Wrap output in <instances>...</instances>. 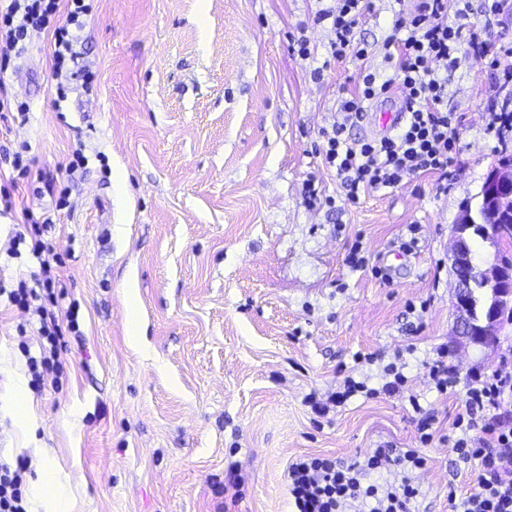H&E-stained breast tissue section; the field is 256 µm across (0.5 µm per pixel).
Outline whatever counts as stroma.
<instances>
[{"instance_id": "stroma-1", "label": "stroma", "mask_w": 512, "mask_h": 512, "mask_svg": "<svg viewBox=\"0 0 512 512\" xmlns=\"http://www.w3.org/2000/svg\"><path fill=\"white\" fill-rule=\"evenodd\" d=\"M470 4L480 40L512 46V14ZM416 5L375 0L357 32L373 49L372 67L384 70L383 41ZM320 7L94 0L81 33V60L97 74L93 92L59 97L68 76L54 74L47 34L1 78L28 111L25 120L0 122V146H27L33 170L70 188L44 237L62 261L61 305L83 333L61 351L62 374L33 390L27 358L41 352L37 316L0 299V460L31 461L29 512H45L39 448L63 471L56 512H220L233 463L244 479L235 512H290L295 457L350 463L382 443L414 446L417 416L407 398L357 396L325 418L304 402L349 375L380 387L398 351L439 434L421 449L426 466L410 474L422 489L418 512H451L449 493L477 492L478 462H463L443 439L464 391L438 394L427 364L452 341L450 231L500 156L504 137L490 127L491 109L512 98V82L459 47L448 72V109L461 125L447 192L436 176H410L350 204L317 146L360 63H329ZM302 36L315 49L306 60L292 51ZM319 66L326 72L316 82L310 72ZM78 148L85 164L67 174ZM311 175L334 206L306 203L302 184ZM50 202L28 193L22 207L38 214ZM22 207L0 210L4 288L39 271L29 244L15 242ZM410 224L419 225V242L404 253ZM357 242L368 265L355 270L345 258ZM410 301L427 308L406 313ZM511 349L506 321L495 349H461L449 362L462 378L488 374ZM19 387L37 417L32 433L5 408Z\"/></svg>"}]
</instances>
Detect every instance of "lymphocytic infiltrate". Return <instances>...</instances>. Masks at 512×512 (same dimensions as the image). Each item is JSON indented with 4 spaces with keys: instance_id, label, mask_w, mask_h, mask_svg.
I'll list each match as a JSON object with an SVG mask.
<instances>
[{
    "instance_id": "lymphocytic-infiltrate-1",
    "label": "lymphocytic infiltrate",
    "mask_w": 512,
    "mask_h": 512,
    "mask_svg": "<svg viewBox=\"0 0 512 512\" xmlns=\"http://www.w3.org/2000/svg\"><path fill=\"white\" fill-rule=\"evenodd\" d=\"M465 0H420L409 24H395L383 47L388 75L365 67L370 46L358 39L357 31L373 11L372 0H335L318 10L316 20L328 24L333 60L362 61L354 89L341 97L337 119L320 133V153L324 166L339 176L348 200H358L361 192L398 186L409 176L431 173L447 179L452 153L459 140L460 118L445 106L448 80L442 72L455 65V52L469 45L476 59L491 55L490 45L479 40L467 23ZM91 6L88 0H10L0 11V74L23 57L27 41L34 35L51 32L55 71L66 62L77 61L80 33ZM399 99L405 117L395 133L373 138L349 139L350 129L367 117L370 104ZM24 226L31 238L30 252L40 266L39 274L19 281L8 299L21 308H35L39 316L38 334L45 339L40 357L29 358L34 384L45 375L59 374V352L67 348L66 336L75 328L73 313H60L59 301L65 284L53 261L55 255L42 235L50 217L35 218L24 211ZM403 355L395 353L383 372L381 388L346 377L342 389L329 396L310 393L306 405L319 416H327L337 404L357 394L372 398L405 393L408 379L403 371ZM463 407L451 423L456 436L453 446L465 460L478 461L477 492L455 503V512H512V429H503L500 410L512 404V364L502 363L491 374H473L467 381ZM479 431L471 439L470 431ZM425 457L415 448L371 449L363 462L348 465L325 455H304L288 465V494L293 512H414L421 489L409 477L423 468ZM401 468V478L382 484H363L365 473ZM26 460L15 465L0 463V512H28L24 494Z\"/></svg>"
}]
</instances>
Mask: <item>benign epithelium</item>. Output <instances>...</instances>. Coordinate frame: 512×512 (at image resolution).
Returning <instances> with one entry per match:
<instances>
[{
  "label": "benign epithelium",
  "mask_w": 512,
  "mask_h": 512,
  "mask_svg": "<svg viewBox=\"0 0 512 512\" xmlns=\"http://www.w3.org/2000/svg\"><path fill=\"white\" fill-rule=\"evenodd\" d=\"M504 159L494 164L484 179L482 202L461 203L455 224L451 227L450 269L454 292L452 307L455 327L452 331L458 345L496 346L503 314L508 312L504 299H512V261L495 260L479 269L472 265L470 238L478 225L492 243L512 236V225L504 223L512 215V148L503 149ZM483 289V302L477 303L472 293L473 282Z\"/></svg>",
  "instance_id": "benign-epithelium-1"
}]
</instances>
